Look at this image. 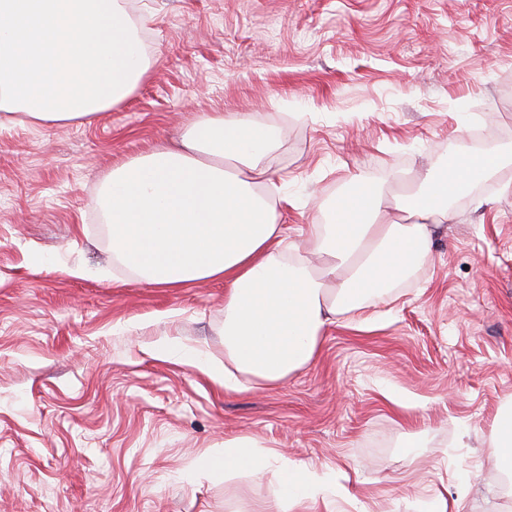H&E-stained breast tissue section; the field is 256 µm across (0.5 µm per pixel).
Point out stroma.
<instances>
[{
	"instance_id": "35a3bbf8",
	"label": "stroma",
	"mask_w": 512,
	"mask_h": 512,
	"mask_svg": "<svg viewBox=\"0 0 512 512\" xmlns=\"http://www.w3.org/2000/svg\"><path fill=\"white\" fill-rule=\"evenodd\" d=\"M117 4L151 61L134 90L0 128V512H256L274 470H199L234 437L334 471L336 512H512L491 444L512 402V0ZM214 112L281 128L267 164L302 248L353 175L412 195L449 154L504 164L367 322L281 383L226 388L153 353L227 364L223 281L137 282L101 212L113 168Z\"/></svg>"
}]
</instances>
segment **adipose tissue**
<instances>
[{"label":"adipose tissue","mask_w":512,"mask_h":512,"mask_svg":"<svg viewBox=\"0 0 512 512\" xmlns=\"http://www.w3.org/2000/svg\"><path fill=\"white\" fill-rule=\"evenodd\" d=\"M150 68L141 43L115 0H0V127L89 117L124 100ZM280 140L276 127L216 113L192 121L179 145L113 169L103 212L112 256L137 279L178 288L224 280V349L233 369L168 342L155 355L181 354L214 381L246 375L274 385L316 357L327 326L383 300L426 264L435 230L449 223L452 198L497 170L499 155L454 154L419 193L383 209L382 187L355 177L328 223L310 227L315 262L288 261L276 207L258 192ZM204 469L233 479L275 468V504L336 498L333 473L261 450L246 437L225 440Z\"/></svg>","instance_id":"adipose-tissue-1"}]
</instances>
